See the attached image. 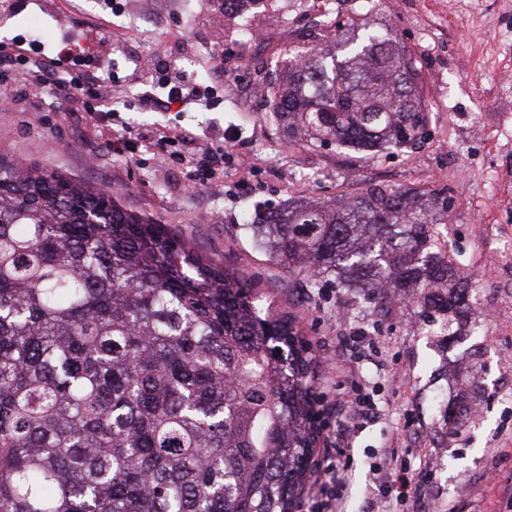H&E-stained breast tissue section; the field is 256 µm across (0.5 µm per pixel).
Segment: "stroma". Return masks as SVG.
Returning a JSON list of instances; mask_svg holds the SVG:
<instances>
[{"instance_id": "1", "label": "stroma", "mask_w": 512, "mask_h": 512, "mask_svg": "<svg viewBox=\"0 0 512 512\" xmlns=\"http://www.w3.org/2000/svg\"><path fill=\"white\" fill-rule=\"evenodd\" d=\"M0 43L46 54L76 37L82 52L112 78L102 87L108 112L87 111L54 86L32 90L26 68L9 82L25 95L22 112H0V152L115 193L128 211L171 225L183 238L238 269L261 303L295 321L313 359L320 433L313 469L297 512L327 502L328 462L344 471L338 512H511L512 264L493 252L512 246V0H264L261 9L225 22L220 0H7ZM151 10L153 22L129 26ZM366 22L390 30L413 56L429 112L426 141L379 157L333 146L289 143L267 117L266 86L288 51L309 48L322 22ZM166 47L171 80L213 82L209 106L140 109L158 93V74L136 61L142 37ZM189 131L185 159L173 164L162 134ZM137 140L116 154L126 132ZM224 142V168L207 183L197 168L204 150ZM377 186L445 192L451 221L444 238L473 288L471 335L457 339L422 328L420 309L398 300L384 309L324 279L307 288L247 230L257 210L296 196L325 202ZM364 383L374 410L355 427H340L336 398ZM466 390V404L447 403ZM409 470L417 491L386 493L395 472Z\"/></svg>"}]
</instances>
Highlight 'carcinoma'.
<instances>
[{"mask_svg": "<svg viewBox=\"0 0 512 512\" xmlns=\"http://www.w3.org/2000/svg\"><path fill=\"white\" fill-rule=\"evenodd\" d=\"M317 38L267 87L290 140L374 156L424 142L399 40L366 23ZM449 221L438 193L373 187L246 228L307 287L408 299L452 337L469 288ZM256 301L168 225L0 154V512H294L318 440L311 358Z\"/></svg>", "mask_w": 512, "mask_h": 512, "instance_id": "1", "label": "carcinoma"}]
</instances>
